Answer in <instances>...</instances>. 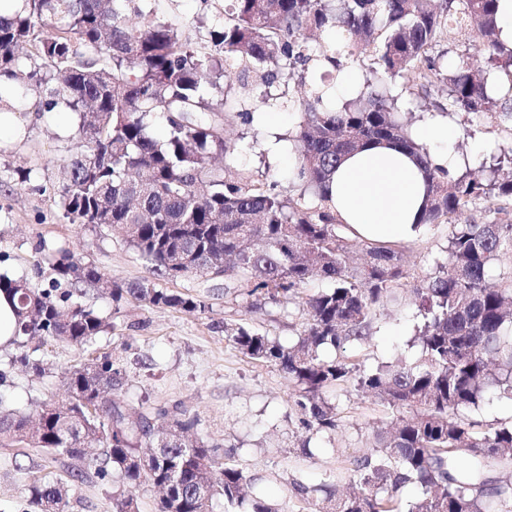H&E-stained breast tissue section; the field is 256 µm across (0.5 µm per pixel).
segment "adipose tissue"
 I'll use <instances>...</instances> for the list:
<instances>
[{
	"label": "adipose tissue",
	"mask_w": 512,
	"mask_h": 512,
	"mask_svg": "<svg viewBox=\"0 0 512 512\" xmlns=\"http://www.w3.org/2000/svg\"><path fill=\"white\" fill-rule=\"evenodd\" d=\"M429 148L432 166L456 172L464 164L451 145L455 130L431 119L414 132ZM330 206L353 234L369 242L409 241L422 231L426 198L420 162L390 145H373L345 157L328 183Z\"/></svg>",
	"instance_id": "obj_1"
}]
</instances>
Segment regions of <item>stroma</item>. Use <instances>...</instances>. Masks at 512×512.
I'll return each mask as SVG.
<instances>
[{
	"mask_svg": "<svg viewBox=\"0 0 512 512\" xmlns=\"http://www.w3.org/2000/svg\"><path fill=\"white\" fill-rule=\"evenodd\" d=\"M224 0H154L155 10L179 28L197 46L207 45L209 32L224 20ZM19 113L28 128L27 138L0 149V270L25 277L35 288L47 287L52 265L60 251L102 269L112 280H155L150 264L110 229L73 224L64 217L58 192L66 182L68 160L75 147L76 119L58 113L46 124L32 103ZM444 87L411 89L402 94L400 112L412 124L436 118L452 125L457 137L453 151L469 156V167L480 177H503L512 172V122L491 114L445 111ZM262 120L250 125L230 122L226 135L235 145L224 159L227 167L252 173L255 181L277 182L291 188L287 157L272 158L270 140L292 134L300 120L290 107L262 108ZM31 172L30 182L18 179L20 169ZM450 227L425 228L414 240L402 243L406 276L377 310L373 337L347 346L346 360L372 367L377 362L404 356L414 359L407 342L420 323L411 288L428 276L436 263L448 258ZM174 289L205 295L203 314L161 309L127 301L113 304L109 295L88 292L81 301L105 317L108 328L85 347L50 338L33 340L38 357L49 369L36 376L21 366H10L12 348L0 346V370L7 378L0 390L13 395L22 409L33 400L62 401L65 371L89 359L112 355L125 369L122 400L150 407L180 404L198 420L197 433L218 446L226 462L246 474L265 478L266 497L284 512H313L314 503L296 497L293 483L307 486L332 477L346 486L350 460L366 453L374 426L389 422L393 413L353 386L337 389L338 426L315 433L302 429L292 405L293 386L278 367L244 357L224 338L228 323H246L253 329L291 341L303 331L307 315L290 305L287 312L273 306L254 309L248 300L225 294L223 279L189 275ZM312 457H303L302 445ZM83 472L69 492V512H116L113 484L100 479L95 465L61 457L50 459L39 448L0 442V512H31L29 487L37 481L67 479L71 469Z\"/></svg>",
	"mask_w": 512,
	"mask_h": 512,
	"instance_id": "obj_1",
	"label": "stroma"
}]
</instances>
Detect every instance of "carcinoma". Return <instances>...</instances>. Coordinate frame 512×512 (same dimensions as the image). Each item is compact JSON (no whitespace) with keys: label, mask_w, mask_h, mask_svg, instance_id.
<instances>
[{"label":"carcinoma","mask_w":512,"mask_h":512,"mask_svg":"<svg viewBox=\"0 0 512 512\" xmlns=\"http://www.w3.org/2000/svg\"><path fill=\"white\" fill-rule=\"evenodd\" d=\"M149 0H26V9L0 15L1 93L18 99L35 88L42 114L70 112L77 120V152L61 199L73 224L121 227L125 241L167 281L189 273L224 278V295L251 297L286 308L316 277L331 286L306 297L305 329L288 343L246 323L224 324V337L245 357L278 367L293 382L301 423L317 433L337 426L326 389L348 382L398 413L374 430L372 450L353 459L345 492L323 482L297 486L316 512H512V418L475 421L488 390L512 403V275L486 284L490 260L512 251V218L452 225L448 259L413 293L421 326L401 359L365 369L328 352L372 335L373 312L403 277L397 244L363 242L367 259L349 264L353 248L339 231L327 184L349 153L390 143L420 161L428 186L420 217L425 226L460 218L481 200L512 197V179L486 182L470 172L455 177L429 162L427 147L397 119L395 81L441 82L448 105L471 114L512 120V47L499 39L498 0H229L228 18L195 46L178 28L141 4ZM475 26L485 65L460 55L430 52L451 33ZM33 48L39 62L22 64ZM368 57L361 89L341 104L326 101L325 86L305 73L340 72L353 56ZM249 61L263 83L298 76L308 86L303 117L289 137L298 155L292 183L297 197L259 183L244 170L228 175L213 162L234 152L224 123L253 122V111L228 97L224 61ZM165 127L163 141L150 127ZM53 270L58 284L33 288L0 273V293L15 306L10 359L45 373L43 360L24 351L33 336L77 347L107 327L77 297L90 290L112 301L203 314L192 295L145 280L119 284L67 253ZM81 364L64 379L68 402L14 409L0 396V438L98 465L122 483L156 488L172 473L181 481L156 512H211L220 497L226 512H279L256 492L259 478L220 461L197 436L198 420L177 404L142 411L115 400L122 389L119 362ZM34 512H68L59 482L30 487Z\"/></svg>","instance_id":"obj_1"}]
</instances>
